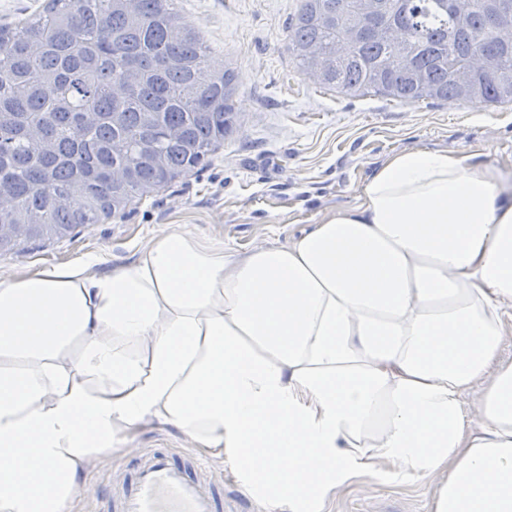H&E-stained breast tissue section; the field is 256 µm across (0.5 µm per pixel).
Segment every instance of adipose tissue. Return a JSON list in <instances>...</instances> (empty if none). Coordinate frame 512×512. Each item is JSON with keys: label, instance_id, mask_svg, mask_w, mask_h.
<instances>
[{"label": "adipose tissue", "instance_id": "ef3b65f1", "mask_svg": "<svg viewBox=\"0 0 512 512\" xmlns=\"http://www.w3.org/2000/svg\"><path fill=\"white\" fill-rule=\"evenodd\" d=\"M512 191L391 155L358 203L238 255L176 225L130 264L0 283V512H68L115 438L177 426L293 512L379 466L512 512Z\"/></svg>", "mask_w": 512, "mask_h": 512}]
</instances>
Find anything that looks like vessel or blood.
Returning a JSON list of instances; mask_svg holds the SVG:
<instances>
[{
  "mask_svg": "<svg viewBox=\"0 0 512 512\" xmlns=\"http://www.w3.org/2000/svg\"><path fill=\"white\" fill-rule=\"evenodd\" d=\"M207 471L170 449H149L136 457L131 478L98 500L95 512H224Z\"/></svg>",
  "mask_w": 512,
  "mask_h": 512,
  "instance_id": "1",
  "label": "vessel or blood"
}]
</instances>
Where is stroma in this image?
<instances>
[{
  "instance_id": "stroma-1",
  "label": "stroma",
  "mask_w": 512,
  "mask_h": 512,
  "mask_svg": "<svg viewBox=\"0 0 512 512\" xmlns=\"http://www.w3.org/2000/svg\"><path fill=\"white\" fill-rule=\"evenodd\" d=\"M298 0H179L183 23L210 46L213 67L231 64L241 117L205 167L179 177L150 198L61 238L23 243L0 254V280L29 269L93 260L109 272L175 224L224 240L243 255L282 245L326 213L357 204L359 194L393 153L412 148L480 153L512 176V105L481 101L350 97L322 88L288 53V26ZM145 448H170L209 463L233 512H269L224 457L195 448L175 426H146L124 449L90 469L69 512H93L97 490L122 462ZM323 512H432V488L393 467L353 479L327 499Z\"/></svg>"
}]
</instances>
